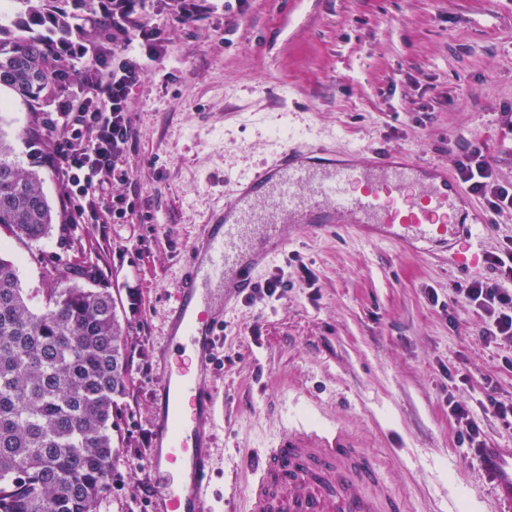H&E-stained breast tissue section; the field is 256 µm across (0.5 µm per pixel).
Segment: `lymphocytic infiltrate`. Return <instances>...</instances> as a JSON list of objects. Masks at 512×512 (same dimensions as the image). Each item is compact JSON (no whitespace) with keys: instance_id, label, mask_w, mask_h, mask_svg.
Listing matches in <instances>:
<instances>
[{"instance_id":"obj_1","label":"lymphocytic infiltrate","mask_w":512,"mask_h":512,"mask_svg":"<svg viewBox=\"0 0 512 512\" xmlns=\"http://www.w3.org/2000/svg\"><path fill=\"white\" fill-rule=\"evenodd\" d=\"M144 0H98L96 39L82 43L86 71L80 87L65 95L49 124L47 157L67 199L78 201L77 218H98L99 201L112 181L123 179L120 162L134 137L131 94L142 79L144 60L162 57L163 26L143 22ZM458 176L495 214L512 212V183L500 181L482 149L470 147ZM493 278L458 286L463 304L483 314L487 342L512 343V239L489 252Z\"/></svg>"}]
</instances>
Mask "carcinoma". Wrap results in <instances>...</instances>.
Here are the masks:
<instances>
[{
  "label": "carcinoma",
  "mask_w": 512,
  "mask_h": 512,
  "mask_svg": "<svg viewBox=\"0 0 512 512\" xmlns=\"http://www.w3.org/2000/svg\"><path fill=\"white\" fill-rule=\"evenodd\" d=\"M0 23V112L21 103L48 112L73 56L59 52L96 0H12ZM50 146L45 118L25 129ZM65 219L40 172H26L0 137V227L37 243ZM96 264L50 263L43 288H25L17 260L0 256V512H103L112 466L117 399L130 382L128 339Z\"/></svg>",
  "instance_id": "obj_1"
}]
</instances>
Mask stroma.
Listing matches in <instances>:
<instances>
[{
	"label": "stroma",
	"instance_id": "1",
	"mask_svg": "<svg viewBox=\"0 0 512 512\" xmlns=\"http://www.w3.org/2000/svg\"><path fill=\"white\" fill-rule=\"evenodd\" d=\"M143 18L166 27L167 51L143 63L125 177L107 192L134 212L75 221L47 167L44 192L66 223L36 244L0 228V254L18 259L24 287H38L41 261L89 258L116 302L131 383L107 512H154L140 487L155 482L160 357L182 265L224 204L226 175L261 166L280 130L301 149H396L452 181L478 145L512 182V0H250L243 15L219 4L182 21L150 6ZM33 118L19 105L0 114L26 169L38 159L21 135ZM491 275L363 236L292 242L259 275L287 289L241 304L217 340L211 512H225L241 454L299 418L345 428L409 512H492L480 457L448 409L458 400L486 447L512 448V424L491 406L512 403V347L487 342V320L456 293Z\"/></svg>",
	"mask_w": 512,
	"mask_h": 512
}]
</instances>
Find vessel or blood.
I'll return each mask as SVG.
<instances>
[{
  "label": "vessel or blood",
  "instance_id": "vessel-or-blood-1",
  "mask_svg": "<svg viewBox=\"0 0 512 512\" xmlns=\"http://www.w3.org/2000/svg\"><path fill=\"white\" fill-rule=\"evenodd\" d=\"M271 209L285 224L265 220ZM480 220L442 169L384 151L355 165L312 159L281 143L269 163L229 178L224 211L191 246L175 290L149 457L155 475L167 480L159 512H209L215 403L205 386L217 330L253 293L258 272L283 254L285 228L303 237L352 224L415 252H446L466 270L479 261ZM482 471L497 512H512V493L505 491L512 486V451L491 449ZM250 475L235 512H407L369 452L344 430L317 423L301 421L280 434Z\"/></svg>",
  "mask_w": 512,
  "mask_h": 512
}]
</instances>
